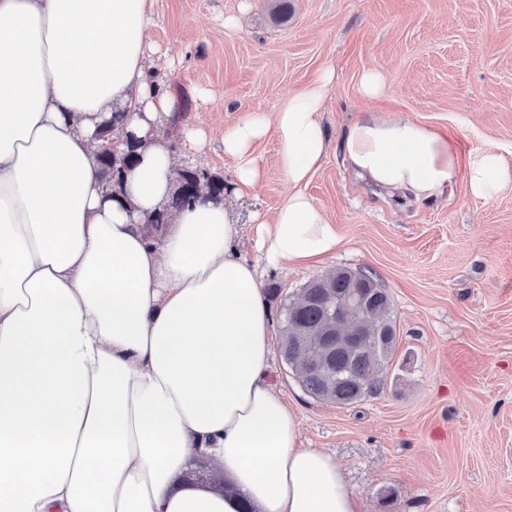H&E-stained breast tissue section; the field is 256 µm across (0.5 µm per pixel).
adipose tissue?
<instances>
[{"label":"adipose tissue","instance_id":"obj_1","mask_svg":"<svg viewBox=\"0 0 512 512\" xmlns=\"http://www.w3.org/2000/svg\"><path fill=\"white\" fill-rule=\"evenodd\" d=\"M152 9L0 0V512H358L272 381L270 312L232 210L204 199L147 232L173 191L169 133L199 153L209 141L149 78ZM335 77L323 66L276 112L224 128L239 197L262 181L258 145L271 132L281 145L293 190L251 217L267 266L340 244L306 192ZM107 123L116 150L143 141L117 201L94 160ZM340 148L370 184L423 200L461 177L486 201L512 188L497 153L462 164L408 119L358 121ZM197 458L219 464L223 488L194 476Z\"/></svg>","mask_w":512,"mask_h":512}]
</instances>
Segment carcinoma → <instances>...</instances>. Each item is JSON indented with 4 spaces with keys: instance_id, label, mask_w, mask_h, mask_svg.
<instances>
[{
    "instance_id": "cac0c4a2",
    "label": "carcinoma",
    "mask_w": 512,
    "mask_h": 512,
    "mask_svg": "<svg viewBox=\"0 0 512 512\" xmlns=\"http://www.w3.org/2000/svg\"><path fill=\"white\" fill-rule=\"evenodd\" d=\"M140 145L132 135L123 152L96 153L111 194L135 166ZM203 195L224 200V180L193 166L177 170L169 202L145 218L149 233L159 234L179 209ZM279 323L280 355L305 393L340 406L380 394L396 332L392 298L375 274L339 268L312 278L282 303Z\"/></svg>"
}]
</instances>
